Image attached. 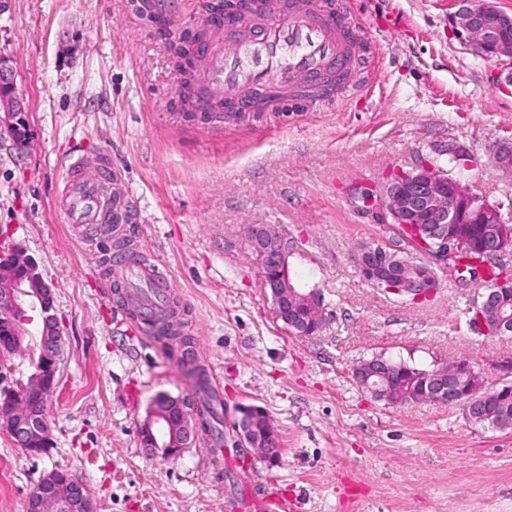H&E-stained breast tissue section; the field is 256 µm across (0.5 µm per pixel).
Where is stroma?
I'll return each instance as SVG.
<instances>
[{"label":"stroma","instance_id":"35a3bbf8","mask_svg":"<svg viewBox=\"0 0 512 512\" xmlns=\"http://www.w3.org/2000/svg\"><path fill=\"white\" fill-rule=\"evenodd\" d=\"M322 2L358 39V91L207 124L181 110L172 50L198 29L201 0L159 24L136 0H0V57L29 134L21 149L0 127V248L38 262L63 329L47 398L53 445L31 457L0 429V512H26L53 470L80 480L97 512H225L239 488L233 465L214 479L199 440L173 459L141 444L151 400L191 398L193 382L98 292L112 241L76 232L58 204L78 149L90 175L111 156L135 244L167 271L183 333L223 386L225 429L240 407L268 414L279 453L254 459L256 480L287 489L295 512H512V429L472 424L458 405L388 403L352 374L382 353L421 368L466 359L485 388L512 382V336L485 337L465 315L475 286L445 277L415 304L363 280L360 245L404 244L352 195L422 160L454 173V144L477 194L511 200L512 174L491 149L512 142V63L460 43L454 0ZM252 224L297 242L291 270L331 315L320 335L277 319ZM38 342L28 324L21 349L0 359V389L27 381Z\"/></svg>","mask_w":512,"mask_h":512}]
</instances>
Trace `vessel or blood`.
Instances as JSON below:
<instances>
[{
	"label": "vessel or blood",
	"mask_w": 512,
	"mask_h": 512,
	"mask_svg": "<svg viewBox=\"0 0 512 512\" xmlns=\"http://www.w3.org/2000/svg\"><path fill=\"white\" fill-rule=\"evenodd\" d=\"M226 14L235 16V36L225 39V24L216 20L205 47L199 84L204 90L197 111L212 112L218 100L238 108L245 96L267 97L276 103L298 97L300 84L317 86L337 68L346 67L355 46L336 15L318 0H252L241 9L239 0H226ZM82 158L68 165L61 196L62 211L71 224H124L125 209L113 208L109 192L112 159L100 156L95 177L82 172ZM136 280L146 284L152 297H169L167 279L153 265L137 264L112 270L103 288ZM226 512H291L287 496L270 491L252 501L234 496L224 499Z\"/></svg>",
	"instance_id": "1"
}]
</instances>
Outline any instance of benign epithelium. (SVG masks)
<instances>
[{
	"label": "benign epithelium",
	"mask_w": 512,
	"mask_h": 512,
	"mask_svg": "<svg viewBox=\"0 0 512 512\" xmlns=\"http://www.w3.org/2000/svg\"><path fill=\"white\" fill-rule=\"evenodd\" d=\"M458 8L450 14L448 22L455 36L470 50L484 58H512V15L500 10L493 0H455ZM0 112L11 119L10 132L21 147L27 144L22 135L25 125V107L16 96L12 68L0 57ZM494 160L505 173L512 172V144L502 142L495 146ZM357 199L375 211L377 217L388 224L411 228L425 248L429 260L412 257L413 266L423 273L408 278L401 271L391 268L381 247L371 244L362 247L357 265L363 279L386 293L421 303L431 299L439 289L438 270L448 268V259L461 249L460 240L448 232L457 223L455 212L448 202L472 209L481 224H505L507 219L502 207L481 200L458 177L445 176L421 162L409 170H401L381 190L357 189ZM248 239L262 270V288L269 294L277 319L291 325L299 334L308 330V322L327 320L322 293L318 288L298 287L291 277L289 258L298 249L296 243L276 224H252ZM485 263L471 261L456 263L451 267L452 278L463 284L471 282L466 266L478 270L484 264L501 267V274L494 287L476 295L474 323L478 330L489 336H509L512 321L504 318L492 325L487 323L484 312L497 305L512 293V241L493 235L482 252ZM21 269L24 277H15ZM53 293L39 271L38 263L20 248L0 251V355L12 353L21 345L25 323L39 317L40 344L36 372L18 388L3 392L0 398V428L14 443L31 456L45 454L51 448L48 423L42 414L14 408L22 392H33L43 397L56 385V374L62 354V328L53 313ZM391 371L387 358L358 365L353 377L358 383L370 386L373 377L384 378ZM473 375V367L466 359L456 361L451 368L433 370L423 383L414 400L435 401L456 405L471 402V394L462 393L456 381ZM183 417L182 401L178 397H165L149 406L140 425L155 448H172L179 452L183 441L163 427H171L174 419ZM264 418V411L257 407L242 409L239 433L249 434L257 420ZM28 512H95V505L84 484L71 474L53 470L39 482L38 493L30 498Z\"/></svg>",
	"instance_id": "1"
}]
</instances>
